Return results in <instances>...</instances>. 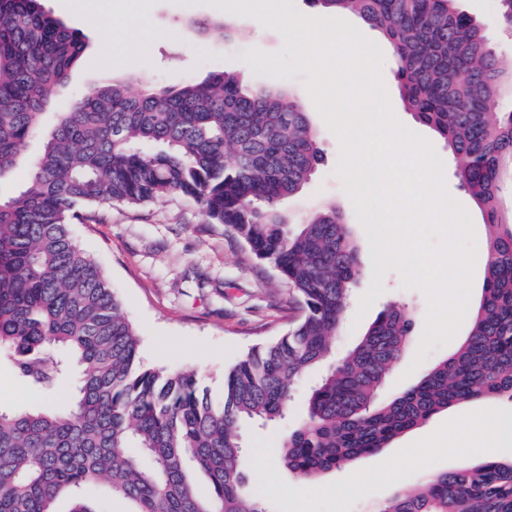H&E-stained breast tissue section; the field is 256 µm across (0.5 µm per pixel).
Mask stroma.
Instances as JSON below:
<instances>
[{"instance_id":"stroma-1","label":"stroma","mask_w":512,"mask_h":512,"mask_svg":"<svg viewBox=\"0 0 512 512\" xmlns=\"http://www.w3.org/2000/svg\"><path fill=\"white\" fill-rule=\"evenodd\" d=\"M44 8L67 26L80 28L84 13L111 17L105 31H86L87 55L109 53L114 76L138 89L148 79L179 86L204 78L209 71L243 74L259 82L274 80L270 67L248 61L250 49L279 53L292 63L282 33L262 26L250 15L238 13L231 0H42ZM462 9L486 24L503 69L512 68V41L504 39L495 22L492 0H461ZM232 18L238 30L235 41L220 33L190 36L183 23L190 18ZM381 76L395 118L430 143L442 162L451 166V152L430 128L416 122L400 99L391 62L383 63ZM312 123L324 160L304 190L287 199L283 207L293 214L325 204H336L363 243L362 265L339 336L337 355H344L387 303H405L414 329L404 356L392 370L382 391L391 396L418 378L410 367L426 326L427 299L416 288H406L397 270L383 279V292L365 316H358L360 300L375 270L373 251L353 202L343 189L336 168L341 152L337 136L319 111ZM448 194L468 213L474 231L475 262L471 296L479 298L488 231L481 211L453 176L444 181ZM99 219L72 225L82 250L102 268L117 293L139 337V357L150 368L196 371L213 398L224 394V370L250 348L285 333L295 310L288 306V289L273 268L248 258L242 244L223 226L204 223L198 207L174 196L140 205L104 204ZM69 389L46 397L24 384L11 363L0 357V406L12 409L57 407L69 398ZM512 414V402L487 400L462 404L435 416L426 425L394 440L379 453L332 471L320 480L302 484L277 461L286 427L249 425L243 430L248 453L247 474L259 478L258 488L271 512H370L396 485L413 483L432 472L457 466L461 458L444 435L466 420Z\"/></svg>"}]
</instances>
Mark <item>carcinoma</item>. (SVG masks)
Here are the masks:
<instances>
[{
    "mask_svg": "<svg viewBox=\"0 0 512 512\" xmlns=\"http://www.w3.org/2000/svg\"><path fill=\"white\" fill-rule=\"evenodd\" d=\"M458 0H309L350 12L384 35L406 109L448 145L453 176L490 229L483 286L458 348L405 391L379 395L413 332L388 304L352 349L336 336L361 264V246L334 205L295 216L281 208L323 158L309 112L289 92L213 71L179 87L134 93L118 79L58 113L19 193L0 203V352L40 392L66 385L50 411L0 408V512H100L96 482L130 512H267L248 493L242 427L288 417L309 388L302 422L278 448L294 479L311 481L375 454L438 413L490 399L512 402V72L504 75L483 24ZM494 14L512 32V0ZM188 31L234 37L221 19ZM86 42L40 0H0V179L23 163L29 138L76 68ZM179 195L220 224L287 284L299 315L273 341L224 372L212 400L193 370L145 368L139 339L98 264L70 226L106 203ZM374 512H512V458H480L395 489Z\"/></svg>",
    "mask_w": 512,
    "mask_h": 512,
    "instance_id": "1",
    "label": "carcinoma"
}]
</instances>
